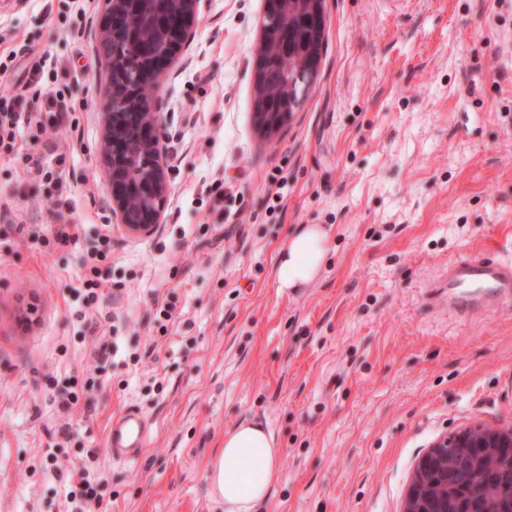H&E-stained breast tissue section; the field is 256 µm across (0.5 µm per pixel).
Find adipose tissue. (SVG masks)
I'll use <instances>...</instances> for the list:
<instances>
[{"instance_id": "1", "label": "adipose tissue", "mask_w": 512, "mask_h": 512, "mask_svg": "<svg viewBox=\"0 0 512 512\" xmlns=\"http://www.w3.org/2000/svg\"><path fill=\"white\" fill-rule=\"evenodd\" d=\"M328 252L324 228L308 224L286 240L276 261L279 287L300 288L320 274ZM279 450L264 426L244 422L227 431L224 447L210 462L206 478L224 500L226 512H253L267 499L279 478Z\"/></svg>"}]
</instances>
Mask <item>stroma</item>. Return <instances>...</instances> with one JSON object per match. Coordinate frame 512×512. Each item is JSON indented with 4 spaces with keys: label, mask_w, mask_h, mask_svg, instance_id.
<instances>
[{
    "label": "stroma",
    "mask_w": 512,
    "mask_h": 512,
    "mask_svg": "<svg viewBox=\"0 0 512 512\" xmlns=\"http://www.w3.org/2000/svg\"><path fill=\"white\" fill-rule=\"evenodd\" d=\"M326 7L317 81L267 139L253 118L263 0H204L161 90L169 204L131 237L98 158L97 0H0V83L30 98L39 66L74 106L37 111L49 143L24 129L0 150V512H61L58 465L97 477L96 512H224L206 469L253 420L280 449L254 512H401L439 437L512 429V307L451 319L425 299L456 255L512 258V0ZM60 220L77 243L51 242ZM301 224L326 226V263L282 289L274 264ZM105 236L91 303L81 280ZM130 406L150 425L135 464L106 448Z\"/></svg>",
    "instance_id": "stroma-1"
}]
</instances>
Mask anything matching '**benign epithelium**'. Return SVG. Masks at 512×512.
I'll return each instance as SVG.
<instances>
[{
	"label": "benign epithelium",
	"mask_w": 512,
	"mask_h": 512,
	"mask_svg": "<svg viewBox=\"0 0 512 512\" xmlns=\"http://www.w3.org/2000/svg\"><path fill=\"white\" fill-rule=\"evenodd\" d=\"M100 22L90 32L96 52L106 61L108 81L101 103V161L112 194V223L134 237L152 235L161 223L169 187L168 156L163 149L164 125L160 84L180 52L189 46L202 0H98ZM143 14L154 21L131 29L126 20ZM281 15H302L307 32L294 53L296 73L288 93L272 101L265 47L278 30L265 21ZM326 26L325 0H264L259 46L253 68L254 120L271 138L288 125L308 97L319 72ZM461 449L453 468L441 456L448 439ZM507 434L484 433L472 440L460 430L433 443L416 461L402 512H447L429 476L436 470L461 474L473 448H511Z\"/></svg>",
	"instance_id": "benign-epithelium-1"
}]
</instances>
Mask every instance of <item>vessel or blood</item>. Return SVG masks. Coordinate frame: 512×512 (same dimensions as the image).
<instances>
[{
  "mask_svg": "<svg viewBox=\"0 0 512 512\" xmlns=\"http://www.w3.org/2000/svg\"><path fill=\"white\" fill-rule=\"evenodd\" d=\"M431 303L447 309L449 317L474 319L512 306V260L484 252L450 259L447 272L428 291ZM149 428L139 410L127 408L113 418L107 434V451L113 460L138 462Z\"/></svg>",
  "mask_w": 512,
  "mask_h": 512,
  "instance_id": "b4317fda",
  "label": "vessel or blood"
}]
</instances>
